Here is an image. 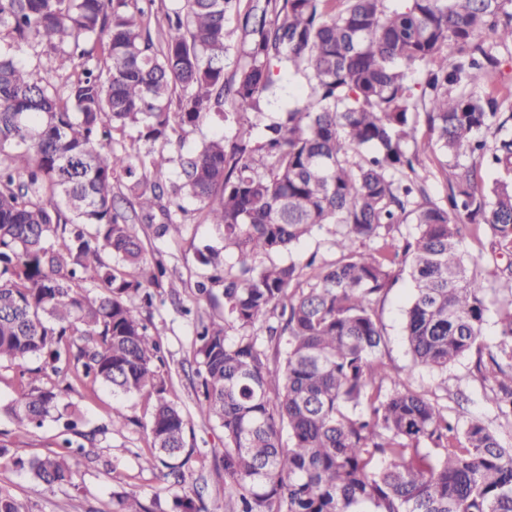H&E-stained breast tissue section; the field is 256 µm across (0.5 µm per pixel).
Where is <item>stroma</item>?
Wrapping results in <instances>:
<instances>
[{
    "mask_svg": "<svg viewBox=\"0 0 512 512\" xmlns=\"http://www.w3.org/2000/svg\"><path fill=\"white\" fill-rule=\"evenodd\" d=\"M187 230L180 242L173 243L156 238L146 225H137L136 231L147 255L163 252L172 275L173 288L156 291L150 333L160 341L164 355L171 367L174 394L181 404L193 433L194 460L191 469L197 474V487L202 488L205 499L223 501L224 485L212 473L215 459L224 454V432L216 423L202 418L195 406L194 386L196 377L186 376L182 363L193 355V328L190 320L172 311V298H179L184 305L208 310L206 301L198 300L194 285L204 273L195 258V250L203 245L223 248L224 241L214 226L200 223L196 212L185 217ZM413 293V285L406 272H399L393 288L378 301L379 317L385 347L384 358L394 367L413 369L411 384L414 390L431 391L439 382H446L449 408L463 407L468 415L483 418L498 432L502 439L512 444V425L499 419L491 401V393L471 375L472 361L465 358L449 367L446 377L423 367H413L403 336L405 311ZM70 399L83 412L89 426L104 423L112 408H120L132 417L131 425L113 428L99 437L96 462H82L79 466L77 488L48 487L35 480L26 471L10 464L0 465V493L25 502L29 512H109L112 494L116 491H133L143 502L160 499L163 507H170L172 494L165 488L156 473L139 467L140 457L146 453L148 420L146 407L140 397L116 398L103 389L97 399H89L84 392L72 393ZM0 440L8 444L11 452L21 458L41 456L54 451L58 440L55 424H47L30 432L18 431L6 417H0Z\"/></svg>",
    "mask_w": 512,
    "mask_h": 512,
    "instance_id": "35a3bbf8",
    "label": "stroma"
}]
</instances>
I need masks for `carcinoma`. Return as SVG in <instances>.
I'll use <instances>...</instances> for the list:
<instances>
[{"instance_id": "1", "label": "carcinoma", "mask_w": 512, "mask_h": 512, "mask_svg": "<svg viewBox=\"0 0 512 512\" xmlns=\"http://www.w3.org/2000/svg\"><path fill=\"white\" fill-rule=\"evenodd\" d=\"M138 2L0 0V26L45 47L44 70L80 60L61 92L0 50V362L35 363L0 415L80 438L13 464L75 486V458L105 429L81 430L65 398L105 387L145 398L140 466L179 490L171 512H512V445L392 371L374 308L406 265L413 366L445 375L473 359L512 421V262L485 275L460 249L471 226L491 253L512 252V89L493 82L512 0H252L250 63L229 78L224 21L240 0H182L158 45ZM277 72L305 75L307 90L255 138L249 115ZM421 113L445 158L443 201L409 149ZM214 117L248 127L183 150L180 133ZM117 189L158 238H183L188 201L224 241L197 250L212 313L193 341L197 412L224 431L222 504L187 481L188 419L147 325L167 266L145 257ZM326 226L340 258H280ZM490 277L507 291L492 347ZM110 512L165 510L125 491Z\"/></svg>"}]
</instances>
